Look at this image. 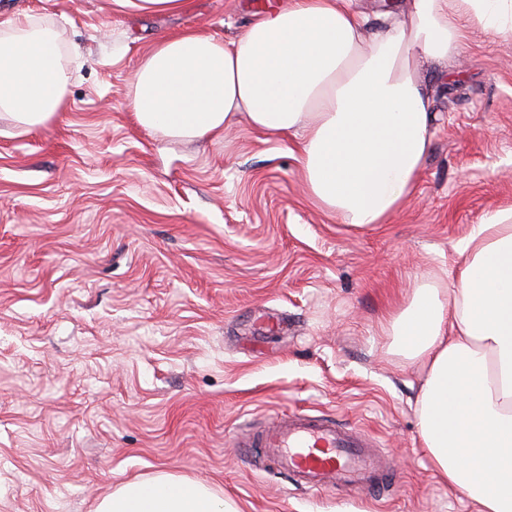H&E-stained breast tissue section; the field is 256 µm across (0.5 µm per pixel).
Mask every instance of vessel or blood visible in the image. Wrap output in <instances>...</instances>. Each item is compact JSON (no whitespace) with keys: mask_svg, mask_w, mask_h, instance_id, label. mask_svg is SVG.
<instances>
[{"mask_svg":"<svg viewBox=\"0 0 512 512\" xmlns=\"http://www.w3.org/2000/svg\"><path fill=\"white\" fill-rule=\"evenodd\" d=\"M247 445L266 449L280 472L313 489L344 486L382 491L395 476L390 461L373 452L368 435L318 416L296 414L274 420L254 433Z\"/></svg>","mask_w":512,"mask_h":512,"instance_id":"1","label":"vessel or blood"}]
</instances>
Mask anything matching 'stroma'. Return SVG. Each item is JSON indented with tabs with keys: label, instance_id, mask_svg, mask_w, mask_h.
I'll return each mask as SVG.
<instances>
[{
	"label": "stroma",
	"instance_id": "1",
	"mask_svg": "<svg viewBox=\"0 0 512 512\" xmlns=\"http://www.w3.org/2000/svg\"><path fill=\"white\" fill-rule=\"evenodd\" d=\"M287 3L0 0L56 32L69 88L42 128L0 116V512H96L161 474L237 512H476L422 446L425 370L389 319L422 282L452 293L464 241L512 208V38L468 27L413 197L361 230L246 116L222 140H171L131 110L158 38L230 41ZM295 412L368 433L395 482L309 489L236 446ZM115 2L140 13L186 10L189 7V0H115Z\"/></svg>",
	"mask_w": 512,
	"mask_h": 512
}]
</instances>
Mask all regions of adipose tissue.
I'll return each mask as SVG.
<instances>
[{"label": "adipose tissue", "instance_id": "obj_1", "mask_svg": "<svg viewBox=\"0 0 512 512\" xmlns=\"http://www.w3.org/2000/svg\"><path fill=\"white\" fill-rule=\"evenodd\" d=\"M367 33L354 0H289L231 41L188 30L157 40L136 72L137 123L166 138H219L238 114L293 140L305 191L343 223H386L410 199L430 151L435 90L465 26L512 36V0H408ZM0 112L24 130L64 107L56 32L0 22ZM457 289L417 286L390 322L396 349L421 361L418 430L431 462L477 512H512V212L495 211L466 242ZM98 512H235L196 481L168 474L124 486Z\"/></svg>", "mask_w": 512, "mask_h": 512}]
</instances>
